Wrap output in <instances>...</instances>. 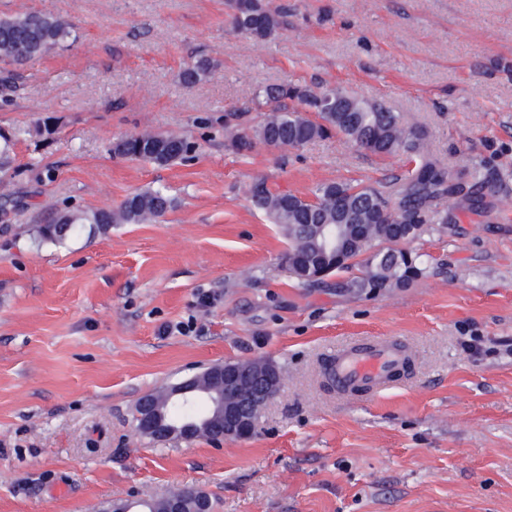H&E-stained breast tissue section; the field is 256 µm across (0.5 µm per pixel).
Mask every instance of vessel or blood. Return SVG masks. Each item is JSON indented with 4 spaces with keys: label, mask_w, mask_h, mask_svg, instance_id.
<instances>
[{
    "label": "vessel or blood",
    "mask_w": 512,
    "mask_h": 512,
    "mask_svg": "<svg viewBox=\"0 0 512 512\" xmlns=\"http://www.w3.org/2000/svg\"><path fill=\"white\" fill-rule=\"evenodd\" d=\"M409 360L396 339L362 338L337 345L329 369L338 393L363 397L399 383Z\"/></svg>",
    "instance_id": "vessel-or-blood-1"
}]
</instances>
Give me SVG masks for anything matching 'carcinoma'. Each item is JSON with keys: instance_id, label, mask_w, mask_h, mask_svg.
Instances as JSON below:
<instances>
[{"instance_id": "1", "label": "carcinoma", "mask_w": 512, "mask_h": 512, "mask_svg": "<svg viewBox=\"0 0 512 512\" xmlns=\"http://www.w3.org/2000/svg\"><path fill=\"white\" fill-rule=\"evenodd\" d=\"M234 28L242 35L265 41L286 24V12L271 10L264 0H225ZM71 36V26L52 12H35L0 17V51L14 63L41 57ZM209 57H200L185 68L186 84L201 81L213 67ZM336 98L338 108L329 109L323 95ZM258 114L241 123L243 112H232L224 121L225 150L243 155L258 144L274 148L303 146L332 134L345 137L355 146L379 156L405 154L415 166L395 191L352 180L319 184L312 200L288 192H273L263 180L249 188L253 206L276 224L289 250L283 256L295 278L304 284L321 282L317 273L344 271L361 266L362 276L346 283L354 293L370 294L394 286H406L420 273L418 257L401 244L422 235L430 224L448 223L445 199L462 198L469 210L481 209L484 186L453 184L448 171L425 152L421 129L405 124L401 115L379 102L361 99L341 88L315 91L306 85H272L257 95ZM192 143L184 136L136 134L122 136L112 145L113 154L168 166L189 158ZM174 200L164 191L145 190L128 196L113 210L63 213L50 224L37 227L38 238L62 244L81 226L98 230L112 224H140L164 216ZM369 234L385 245L374 266L364 257L360 237ZM167 413L179 421H195L200 408L169 406Z\"/></svg>"}]
</instances>
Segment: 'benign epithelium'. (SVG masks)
Instances as JSON below:
<instances>
[{"label": "benign epithelium", "mask_w": 512, "mask_h": 512, "mask_svg": "<svg viewBox=\"0 0 512 512\" xmlns=\"http://www.w3.org/2000/svg\"><path fill=\"white\" fill-rule=\"evenodd\" d=\"M255 361L246 360L219 364L210 370L209 386L231 394L230 399L214 400L202 390L203 384L193 379L184 380L166 391V400L171 404L203 400L217 406L220 421L206 429L211 441L221 443L230 439H246L252 436L259 421L260 410L278 395L279 373L267 371L259 375V383L252 386L246 382ZM136 431L161 433L164 439H194L195 425L175 423L154 407L153 400L144 395L135 404ZM179 489L166 496L162 512H209L207 493L200 487L193 488L190 496Z\"/></svg>", "instance_id": "obj_1"}]
</instances>
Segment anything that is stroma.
<instances>
[{
  "label": "stroma",
  "mask_w": 512,
  "mask_h": 512,
  "mask_svg": "<svg viewBox=\"0 0 512 512\" xmlns=\"http://www.w3.org/2000/svg\"><path fill=\"white\" fill-rule=\"evenodd\" d=\"M265 2L288 24L256 42L225 0H0V16L50 10L74 30L43 57L0 60V131L15 138L0 180V512H100L183 486L215 512H512V0ZM201 55L214 68L182 83ZM285 82L402 113L452 179L485 182L487 213L451 210L411 242L422 273L407 286L356 295L341 272L301 285L250 184L307 197L407 162L338 135L225 152V112ZM146 132L188 136L193 159L113 155ZM148 188L176 202L158 221L36 236ZM351 336L404 341L409 381L340 398L324 366ZM243 360L281 372L254 436L137 434L141 395Z\"/></svg>",
  "instance_id": "stroma-1"
}]
</instances>
